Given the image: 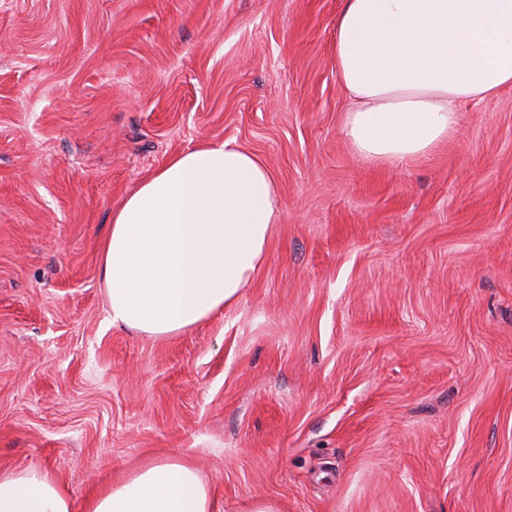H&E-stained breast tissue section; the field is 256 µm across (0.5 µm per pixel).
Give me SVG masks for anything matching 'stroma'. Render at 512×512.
Returning <instances> with one entry per match:
<instances>
[{
  "label": "stroma",
  "mask_w": 512,
  "mask_h": 512,
  "mask_svg": "<svg viewBox=\"0 0 512 512\" xmlns=\"http://www.w3.org/2000/svg\"><path fill=\"white\" fill-rule=\"evenodd\" d=\"M341 0H0V472L82 505L154 459L214 512H512V88L402 165L344 129ZM232 142L263 263L169 337L113 324L112 212Z\"/></svg>",
  "instance_id": "1"
}]
</instances>
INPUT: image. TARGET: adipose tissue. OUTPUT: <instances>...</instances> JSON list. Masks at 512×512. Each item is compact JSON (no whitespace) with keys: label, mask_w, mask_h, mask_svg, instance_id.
<instances>
[{"label":"adipose tissue","mask_w":512,"mask_h":512,"mask_svg":"<svg viewBox=\"0 0 512 512\" xmlns=\"http://www.w3.org/2000/svg\"><path fill=\"white\" fill-rule=\"evenodd\" d=\"M336 72L345 132L363 157L404 163L455 131L459 107L512 87V0H342ZM277 185L227 142L174 155L113 211L101 260L112 321L181 334L236 303L265 257ZM0 512H73L48 472L0 473ZM84 512H213L197 469L152 461L90 496Z\"/></svg>","instance_id":"obj_1"}]
</instances>
